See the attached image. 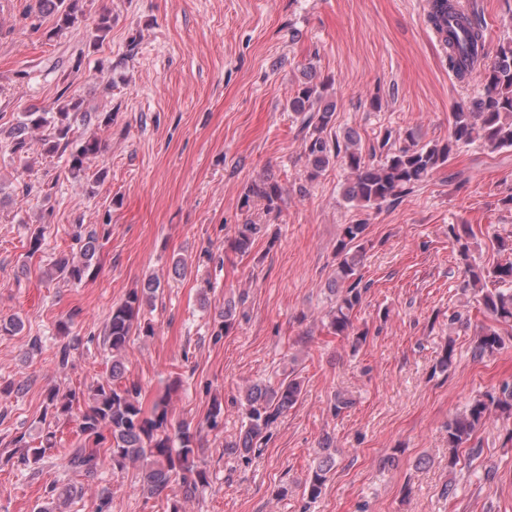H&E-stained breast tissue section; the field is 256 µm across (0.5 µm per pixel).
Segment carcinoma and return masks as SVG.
Segmentation results:
<instances>
[{"label": "carcinoma", "instance_id": "carcinoma-1", "mask_svg": "<svg viewBox=\"0 0 512 512\" xmlns=\"http://www.w3.org/2000/svg\"><path fill=\"white\" fill-rule=\"evenodd\" d=\"M86 0H39L41 13L54 16L56 25L47 32L53 38L65 30H77L85 19ZM427 22L436 33L444 36L448 50V66L459 78L471 77V68L479 49L486 43L487 26L475 9L468 13L458 9L456 0H429ZM112 28V19L106 14L98 17L90 45L103 41ZM482 85L479 97L457 105L452 113L448 140L444 143H419L409 132L404 144H397L391 132H385L372 146L370 157L363 156L352 133L344 141L325 134L333 121L337 104L327 81L315 83L306 78L288 100V110L301 120L304 135V154L310 165V177L316 178L333 162L340 163L348 172L344 198L349 203L367 209H378L393 202L428 181L448 164L455 151L480 142L490 152L512 147V40L498 44L490 61L477 73ZM82 114L85 125L106 126L111 114L96 116L81 113V101L76 94L57 105L56 111L36 109L23 113L17 129L10 131L11 152L21 159L31 149V141L24 135L27 129L52 127V136L43 140L47 154L59 150L69 152L68 171L78 177L86 171V162L100 153L101 146L94 135H74L73 124ZM265 201L270 212L279 209L283 189L276 183H265L250 188L244 195L247 205L252 196ZM367 224L357 222L342 225L337 246V263L329 283L335 295V305L328 317L330 332L351 343L357 351L367 343L368 331L355 325L356 313L362 305L367 286L359 274L363 241ZM260 232L256 224H244L227 247L245 253ZM449 237L457 249L460 262L467 268L469 279L465 290L471 291L480 312L492 324L481 327L472 340L471 356L475 361L493 355L505 345L501 329L512 328V262L476 268L471 263L470 239L472 225L452 224ZM81 242L80 257L56 260L50 275L68 281L80 282L92 275V259L99 241L97 230L77 235ZM161 283L150 280L140 289L129 292L125 299L112 306L105 330L103 345L112 354L110 376L97 382L87 391L70 390L64 394L52 389L47 395V406L55 415H77L81 442L63 454L67 470L93 479L102 458L107 457L112 467L124 470L139 467L140 492L149 497H162L174 482L181 484L185 498L202 494L208 486L206 470L198 464L201 440L198 432L183 425L172 431L168 426L169 401L178 384L147 402L141 387L124 378L123 358L133 331L144 336L154 335L153 326L141 319L144 302L156 298ZM235 326V309L224 307V314L213 332L215 340L228 335ZM301 383L286 378L278 386L263 383L250 385L244 394L246 422L239 439L227 448L239 455L260 450L267 443L272 426L301 396ZM512 420V382H502L496 391L485 392L473 399L469 406L448 421V468L459 462V449L466 447L476 433L491 418ZM55 447V433L47 431L38 447H27L18 462L25 466L38 464L48 450ZM336 466V448L333 439H323L309 468L304 492L311 500L318 498L328 475Z\"/></svg>", "mask_w": 512, "mask_h": 512}]
</instances>
